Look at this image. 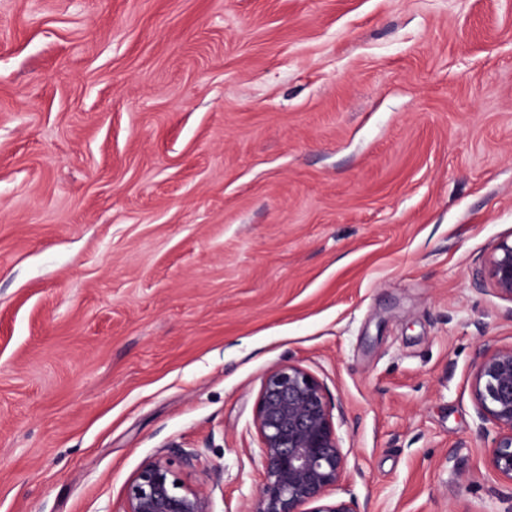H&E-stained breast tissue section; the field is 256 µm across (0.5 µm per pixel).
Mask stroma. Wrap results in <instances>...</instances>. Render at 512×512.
Listing matches in <instances>:
<instances>
[{
  "mask_svg": "<svg viewBox=\"0 0 512 512\" xmlns=\"http://www.w3.org/2000/svg\"><path fill=\"white\" fill-rule=\"evenodd\" d=\"M511 232L512 0H0V512L159 456L247 512L288 363L356 512H512L470 388ZM485 270L495 293L512 303V232L492 245L485 260Z\"/></svg>",
  "mask_w": 512,
  "mask_h": 512,
  "instance_id": "35a3bbf8",
  "label": "stroma"
}]
</instances>
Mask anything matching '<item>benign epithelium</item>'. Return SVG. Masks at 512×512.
I'll return each instance as SVG.
<instances>
[{"instance_id": "benign-epithelium-1", "label": "benign epithelium", "mask_w": 512, "mask_h": 512, "mask_svg": "<svg viewBox=\"0 0 512 512\" xmlns=\"http://www.w3.org/2000/svg\"><path fill=\"white\" fill-rule=\"evenodd\" d=\"M495 293L512 302V233L497 239L485 260ZM471 393L478 429H495L488 465L512 483V346L490 341L473 362ZM262 481L249 512H355L353 501L331 498L347 467L325 385L297 364L265 376L255 405ZM123 512H212L205 492L180 483L170 461L146 462L129 481Z\"/></svg>"}]
</instances>
